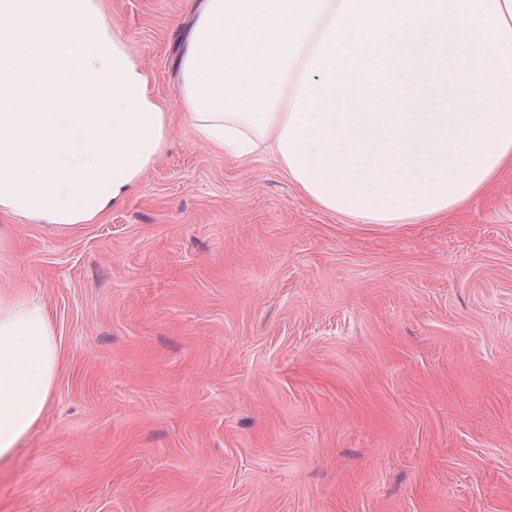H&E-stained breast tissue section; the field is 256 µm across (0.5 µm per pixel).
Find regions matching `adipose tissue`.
<instances>
[{
    "instance_id": "ef3b65f1",
    "label": "adipose tissue",
    "mask_w": 512,
    "mask_h": 512,
    "mask_svg": "<svg viewBox=\"0 0 512 512\" xmlns=\"http://www.w3.org/2000/svg\"><path fill=\"white\" fill-rule=\"evenodd\" d=\"M178 95L198 142L274 157L315 206L420 224L512 167V0H202ZM169 115L100 0H0V213L87 224L169 145ZM0 225V465L61 361L46 304L9 283Z\"/></svg>"
}]
</instances>
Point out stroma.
<instances>
[{"mask_svg":"<svg viewBox=\"0 0 512 512\" xmlns=\"http://www.w3.org/2000/svg\"><path fill=\"white\" fill-rule=\"evenodd\" d=\"M170 121L88 224L13 219L62 365L0 512H512V169L427 224H350L197 142L191 0H102Z\"/></svg>","mask_w":512,"mask_h":512,"instance_id":"1","label":"stroma"}]
</instances>
